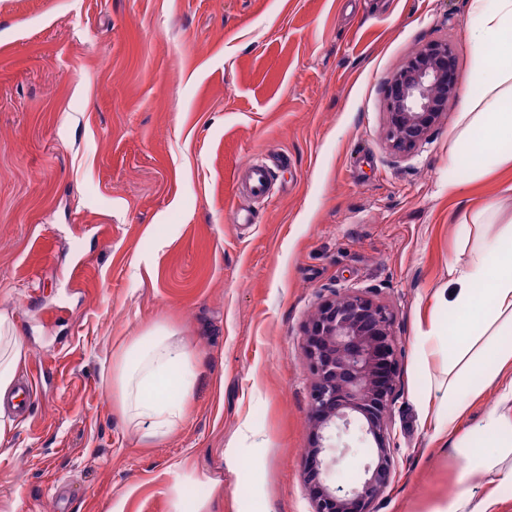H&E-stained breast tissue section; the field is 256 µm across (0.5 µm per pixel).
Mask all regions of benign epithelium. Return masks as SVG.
Segmentation results:
<instances>
[{
    "instance_id": "obj_1",
    "label": "benign epithelium",
    "mask_w": 512,
    "mask_h": 512,
    "mask_svg": "<svg viewBox=\"0 0 512 512\" xmlns=\"http://www.w3.org/2000/svg\"><path fill=\"white\" fill-rule=\"evenodd\" d=\"M453 43L437 40L410 57L386 82V139L408 155L429 140L457 94ZM313 383L312 440L303 482L313 512H373L394 477L392 410L400 380L394 312L354 291L322 302L304 330ZM367 443L363 475L347 486L332 482L350 450L343 436Z\"/></svg>"
}]
</instances>
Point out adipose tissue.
<instances>
[{
  "label": "adipose tissue",
  "mask_w": 512,
  "mask_h": 512,
  "mask_svg": "<svg viewBox=\"0 0 512 512\" xmlns=\"http://www.w3.org/2000/svg\"><path fill=\"white\" fill-rule=\"evenodd\" d=\"M469 43L476 95L464 96L448 153V194L460 196L461 171L471 176L512 161V0H469ZM473 227L448 264V283L433 293L451 313L420 331V354L442 353V373L423 369V392L434 441L451 446L460 482L512 483V221L497 202L464 215ZM24 341L11 315L0 312V399L11 389ZM196 350L173 329L155 326L112 355L108 384L126 422L144 439L167 435L187 417ZM500 387L494 408L473 428L463 421L474 400Z\"/></svg>",
  "instance_id": "adipose-tissue-1"
}]
</instances>
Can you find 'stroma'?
<instances>
[{
    "label": "stroma",
    "instance_id": "obj_1",
    "mask_svg": "<svg viewBox=\"0 0 512 512\" xmlns=\"http://www.w3.org/2000/svg\"><path fill=\"white\" fill-rule=\"evenodd\" d=\"M468 0H0V311L36 377L0 437V512H313L303 329L359 289L395 315V477L375 512H432L459 462L431 441L416 337L462 218L512 211V164L448 195L476 93ZM459 95L408 156L385 84L427 43ZM266 157V200L237 183ZM197 350L187 420L143 441L104 362L153 325Z\"/></svg>",
    "mask_w": 512,
    "mask_h": 512
}]
</instances>
